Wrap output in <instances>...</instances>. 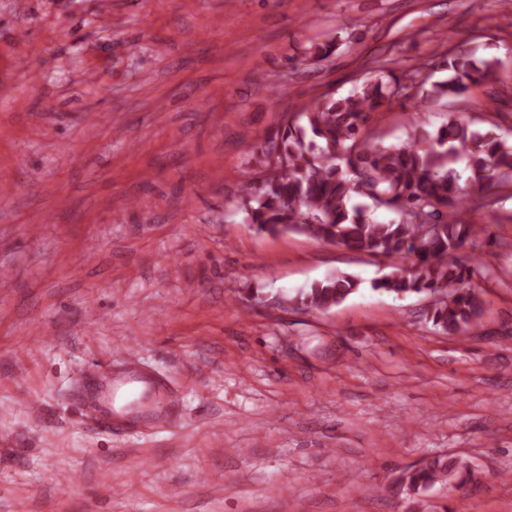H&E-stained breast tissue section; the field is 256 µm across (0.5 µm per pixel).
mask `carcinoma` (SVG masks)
<instances>
[{"mask_svg":"<svg viewBox=\"0 0 512 512\" xmlns=\"http://www.w3.org/2000/svg\"><path fill=\"white\" fill-rule=\"evenodd\" d=\"M497 61L454 50L440 62L448 72L432 79L428 64L398 76L371 68L345 97L324 93L302 112L281 115L276 130L252 145L258 172L247 184L240 211L260 233L297 232L374 256L396 259L373 289L397 296L425 294L426 315L441 332L466 336L481 319L484 299L471 284L479 268L459 253L482 245V230L462 222L459 209L488 204L495 190L512 197V141L490 122L474 131L455 113L435 132L422 131L400 146L371 137L369 126L396 101L445 105L494 77ZM397 216L373 220L359 200ZM360 281L334 274L298 298L320 312L354 294ZM474 481L462 458H424L404 470L392 488L406 492L410 512H428L423 497L434 486L451 492Z\"/></svg>","mask_w":512,"mask_h":512,"instance_id":"1","label":"carcinoma"}]
</instances>
